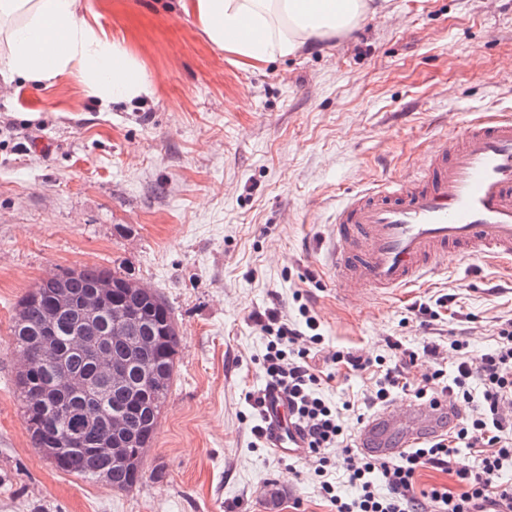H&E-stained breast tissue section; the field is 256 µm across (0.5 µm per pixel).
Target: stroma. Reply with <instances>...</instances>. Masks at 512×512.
Returning a JSON list of instances; mask_svg holds the SVG:
<instances>
[{
	"label": "stroma",
	"instance_id": "35a3bbf8",
	"mask_svg": "<svg viewBox=\"0 0 512 512\" xmlns=\"http://www.w3.org/2000/svg\"><path fill=\"white\" fill-rule=\"evenodd\" d=\"M79 8L156 90L105 108L75 75L0 80V512H330L306 465L251 432L259 319L275 309L295 322L309 306L320 392L338 405L379 376L336 368V351L391 367L464 331L473 356L495 347L512 265L446 256L406 296L349 304L325 242L349 195L413 176L472 120L512 115V0H387L349 35L254 65L214 47L179 0ZM91 265L159 292L180 334L150 475L129 491L48 463L14 388L19 299ZM443 295L439 319L420 314Z\"/></svg>",
	"mask_w": 512,
	"mask_h": 512
}]
</instances>
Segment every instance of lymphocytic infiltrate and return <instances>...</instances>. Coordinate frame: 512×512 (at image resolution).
I'll return each instance as SVG.
<instances>
[{
	"instance_id": "lymphocytic-infiltrate-1",
	"label": "lymphocytic infiltrate",
	"mask_w": 512,
	"mask_h": 512,
	"mask_svg": "<svg viewBox=\"0 0 512 512\" xmlns=\"http://www.w3.org/2000/svg\"><path fill=\"white\" fill-rule=\"evenodd\" d=\"M299 313L298 324L277 312L267 313L262 369L267 388L278 390L288 402L306 439L303 458L333 512H512V483L504 479L512 472V317L497 322V346L481 356L470 354L466 339L449 342L456 355L454 372L445 371L438 344L429 343L408 354L410 363H430L421 379L408 382L398 368L386 369L377 390L362 404L349 402L340 408L318 391L321 377L311 353L324 342L319 324L307 305H300ZM401 389L418 400L445 394L453 402L469 404L470 410L451 436L429 446L407 449L390 460L361 453L348 432L345 413L388 404ZM335 447L343 448V461L331 458ZM469 452L478 457V466L466 463ZM339 465L347 474L350 493L341 492L329 479ZM429 467L454 474L459 491L444 486L416 490L417 474Z\"/></svg>"
}]
</instances>
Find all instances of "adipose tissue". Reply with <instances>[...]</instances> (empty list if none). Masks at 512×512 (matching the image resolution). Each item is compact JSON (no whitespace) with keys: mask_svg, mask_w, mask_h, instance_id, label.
Returning <instances> with one entry per match:
<instances>
[{"mask_svg":"<svg viewBox=\"0 0 512 512\" xmlns=\"http://www.w3.org/2000/svg\"><path fill=\"white\" fill-rule=\"evenodd\" d=\"M210 43L267 62L347 34L377 12L371 0H182ZM0 79L50 81L77 72L102 105L151 96L153 79L92 25L77 0H0Z\"/></svg>","mask_w":512,"mask_h":512,"instance_id":"1","label":"adipose tissue"}]
</instances>
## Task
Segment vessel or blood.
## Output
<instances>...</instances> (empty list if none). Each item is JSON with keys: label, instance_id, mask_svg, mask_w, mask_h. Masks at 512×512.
Instances as JSON below:
<instances>
[{"label": "vessel or blood", "instance_id": "b4317fda", "mask_svg": "<svg viewBox=\"0 0 512 512\" xmlns=\"http://www.w3.org/2000/svg\"><path fill=\"white\" fill-rule=\"evenodd\" d=\"M331 237L330 271L348 303L367 290L415 286L449 253L511 262L512 118L473 121L431 149L421 173L348 197ZM264 411L270 448L301 454L305 440L284 396L268 392ZM452 412L444 398L390 404L361 427L357 446L396 457L440 433Z\"/></svg>", "mask_w": 512, "mask_h": 512}]
</instances>
